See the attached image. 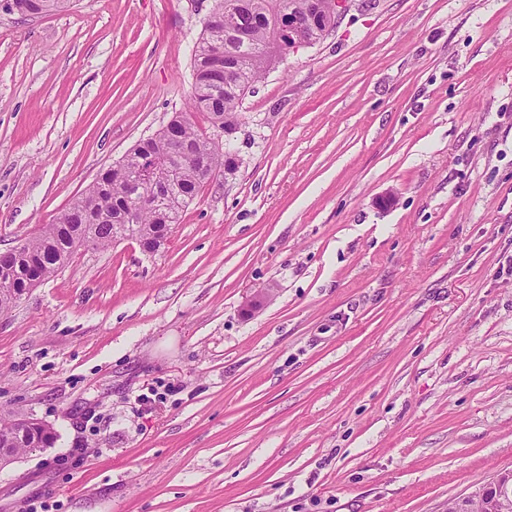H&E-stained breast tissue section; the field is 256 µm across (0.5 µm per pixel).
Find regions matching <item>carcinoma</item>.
<instances>
[{"instance_id":"1","label":"carcinoma","mask_w":512,"mask_h":512,"mask_svg":"<svg viewBox=\"0 0 512 512\" xmlns=\"http://www.w3.org/2000/svg\"><path fill=\"white\" fill-rule=\"evenodd\" d=\"M323 0H214L203 21V32L193 55L189 106L204 112L212 124L232 135L239 124V105L254 84L288 49L292 16L304 26L305 36L324 38L336 18L323 15ZM71 0H14V12L38 17L69 8ZM169 124L179 127L173 143L163 132L135 145L123 157L124 165L111 167L74 198L39 235L25 240L24 250L0 253V289L24 294L34 287L31 275L47 278L63 269L80 247L105 248L125 236L165 240L184 209L219 168L235 172L239 160L225 157L231 140L217 142L201 133L189 115L175 114ZM188 161L180 166L178 158ZM162 161L180 166L169 186L157 185L167 194L162 209L142 208L133 227L124 220L128 199H147L154 189L142 179L143 168Z\"/></svg>"}]
</instances>
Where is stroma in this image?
Returning <instances> with one entry per match:
<instances>
[{
    "label": "stroma",
    "instance_id": "obj_1",
    "mask_svg": "<svg viewBox=\"0 0 512 512\" xmlns=\"http://www.w3.org/2000/svg\"><path fill=\"white\" fill-rule=\"evenodd\" d=\"M212 4L0 11V251L184 111ZM234 140L157 253L0 312V418L56 434L0 512H448L512 470V0H349Z\"/></svg>",
    "mask_w": 512,
    "mask_h": 512
}]
</instances>
